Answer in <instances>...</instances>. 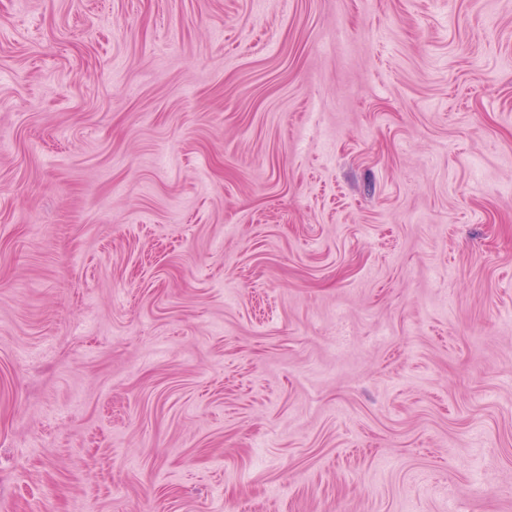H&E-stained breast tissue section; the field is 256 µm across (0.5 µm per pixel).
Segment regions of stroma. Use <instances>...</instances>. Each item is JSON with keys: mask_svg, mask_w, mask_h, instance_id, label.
Here are the masks:
<instances>
[{"mask_svg": "<svg viewBox=\"0 0 512 512\" xmlns=\"http://www.w3.org/2000/svg\"><path fill=\"white\" fill-rule=\"evenodd\" d=\"M0 512H512V0H0Z\"/></svg>", "mask_w": 512, "mask_h": 512, "instance_id": "stroma-1", "label": "stroma"}]
</instances>
